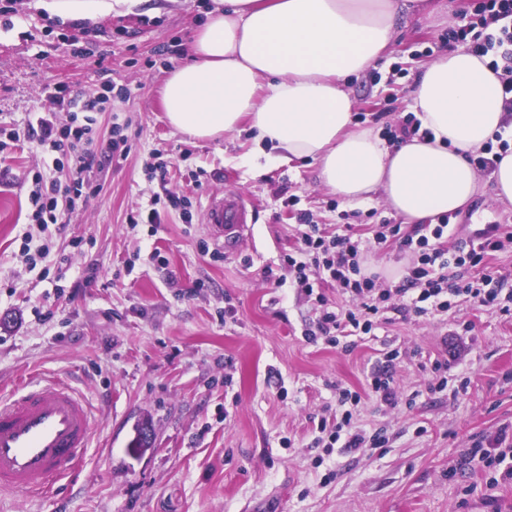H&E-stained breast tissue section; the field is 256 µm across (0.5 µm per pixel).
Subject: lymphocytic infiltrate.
<instances>
[{
	"mask_svg": "<svg viewBox=\"0 0 512 512\" xmlns=\"http://www.w3.org/2000/svg\"><path fill=\"white\" fill-rule=\"evenodd\" d=\"M486 9L490 19L499 22L500 29L478 51L484 55L490 46L499 48L505 103L512 107V0H488ZM53 98L67 110L68 124H58L52 114L37 115L29 118L23 132L10 135L11 140L24 139L34 144L51 159L53 170L68 173L69 182L65 185L46 181L39 172L33 176L31 221L43 229L98 194V187L86 179L85 173L94 164L113 161L120 150L116 138L102 146L100 152L89 150L95 141L93 113L99 99L83 98L64 84L56 86ZM447 236L448 226L444 223L425 225L423 234L417 237L403 232L400 225L379 224L372 238L366 239L350 224L337 225L333 233L326 235L318 225L303 222L299 241L313 260L308 263L289 255L285 263L298 288L316 297L315 318L305 333L306 339H321L347 350L353 336L371 333L386 317L405 321L413 316L444 313L457 300L512 315V289L495 286L494 274L486 264L489 255L500 251L505 243H512V232L501 238L469 242L454 251L444 244ZM391 242L412 255L405 275L394 284L369 273L365 266L369 251ZM329 282L348 294L349 306L329 309L326 296L315 293L316 284ZM360 400L358 393L337 387L339 416L335 426H328L323 418L318 421V430L326 434L329 444L359 449L385 443L381 431L370 433L356 423L354 413ZM467 463L472 469L489 473V486L511 481L512 433L503 427L492 439L477 438Z\"/></svg>",
	"mask_w": 512,
	"mask_h": 512,
	"instance_id": "obj_1",
	"label": "lymphocytic infiltrate"
}]
</instances>
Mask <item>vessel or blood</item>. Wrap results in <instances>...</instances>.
<instances>
[{
  "instance_id": "b4317fda",
  "label": "vessel or blood",
  "mask_w": 512,
  "mask_h": 512,
  "mask_svg": "<svg viewBox=\"0 0 512 512\" xmlns=\"http://www.w3.org/2000/svg\"><path fill=\"white\" fill-rule=\"evenodd\" d=\"M207 222L232 251L248 228L247 198L242 194L210 197ZM97 436L89 409L62 379L25 383L0 399V492L41 496L59 480L95 475L82 463Z\"/></svg>"
}]
</instances>
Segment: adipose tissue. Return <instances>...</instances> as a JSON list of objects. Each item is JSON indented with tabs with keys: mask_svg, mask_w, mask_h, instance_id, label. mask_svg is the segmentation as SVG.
I'll return each mask as SVG.
<instances>
[{
	"mask_svg": "<svg viewBox=\"0 0 512 512\" xmlns=\"http://www.w3.org/2000/svg\"><path fill=\"white\" fill-rule=\"evenodd\" d=\"M143 0H32L49 17L93 23ZM426 0H212L191 37L194 58L162 92L169 125L210 140L248 123L255 165L309 159L343 202L383 201L407 223L454 213L481 191L472 163L512 122L488 60L448 48L424 64L411 108L428 137L391 143L355 121L349 76L373 66L404 18L429 19Z\"/></svg>",
	"mask_w": 512,
	"mask_h": 512,
	"instance_id": "ef3b65f1",
	"label": "adipose tissue"
}]
</instances>
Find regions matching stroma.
<instances>
[{
  "label": "stroma",
  "instance_id": "35a3bbf8",
  "mask_svg": "<svg viewBox=\"0 0 512 512\" xmlns=\"http://www.w3.org/2000/svg\"><path fill=\"white\" fill-rule=\"evenodd\" d=\"M483 2L432 0L426 23L402 21L376 66L349 82L357 123L388 134L414 121L420 65ZM209 6L185 0L89 26L0 0V126L21 127L33 112L65 119L48 96L65 84L104 96L97 134L122 126L128 148L120 164L88 171L97 196L44 231L29 220L39 153L24 140L0 153V394L36 377L67 380L99 428L85 460L93 486L64 479L45 497L2 493L0 512H512V481L490 489L484 472L460 466L475 437L512 425V316L464 303L383 324L348 351L305 339L312 305L284 263L302 216L332 226L398 218L380 201L343 203L310 162L242 165L249 127L215 140L170 127L161 93ZM156 158L165 174L150 170ZM481 180L482 194L448 217L449 245L512 227V206ZM231 192L251 198L253 222L228 253L204 207ZM157 194L188 205L130 225ZM44 244L48 257L30 260L26 248ZM389 346L403 354L394 408L368 389ZM437 361L449 388L433 393ZM338 384L360 393L357 421L385 429V447H314L313 419L335 404ZM145 418L154 443L131 448Z\"/></svg>",
  "mask_w": 512,
  "mask_h": 512
}]
</instances>
